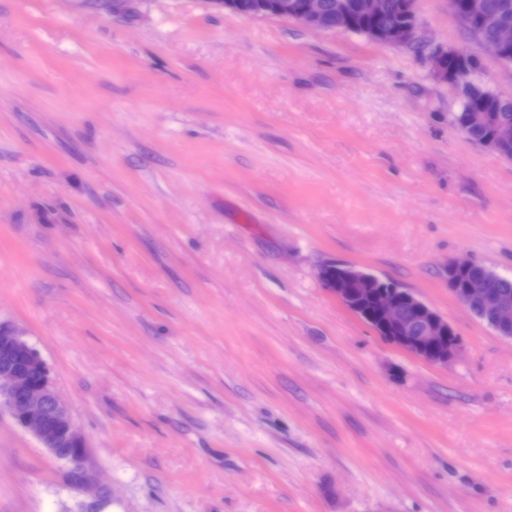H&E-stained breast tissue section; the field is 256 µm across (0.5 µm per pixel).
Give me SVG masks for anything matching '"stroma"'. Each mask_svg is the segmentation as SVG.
Here are the masks:
<instances>
[{"instance_id":"35a3bbf8","label":"stroma","mask_w":512,"mask_h":512,"mask_svg":"<svg viewBox=\"0 0 512 512\" xmlns=\"http://www.w3.org/2000/svg\"><path fill=\"white\" fill-rule=\"evenodd\" d=\"M0 0V323L51 369L100 490L0 418V512H512V340L448 289L512 278V160L423 52L211 0ZM420 33L512 68L448 0ZM409 289L451 366L320 281ZM319 277L346 308L404 352L444 367L459 356L462 344L455 329L406 288L392 282L371 288L379 281L374 274L341 264H336L335 274L324 265ZM371 291L375 292L374 316L364 318L354 305L353 295Z\"/></svg>"}]
</instances>
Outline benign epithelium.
I'll list each match as a JSON object with an SVG mask.
<instances>
[{"label":"benign epithelium","instance_id":"benign-epithelium-1","mask_svg":"<svg viewBox=\"0 0 512 512\" xmlns=\"http://www.w3.org/2000/svg\"><path fill=\"white\" fill-rule=\"evenodd\" d=\"M213 3L245 16L292 18L302 25L323 29V0H250L248 8H239L238 0H212ZM409 22L403 26H382L370 38L389 45L424 46L419 35L417 0H400ZM451 14L464 26L472 13L482 9L479 0H448ZM497 59L512 53V24H496L493 35L481 41ZM432 76L457 87L460 99L468 101L476 84L477 67L469 54L439 47L426 49ZM473 271L462 288L448 283L453 296L472 312L488 319L496 330L499 323L512 319V309L502 301L499 292L502 278L487 272L468 259L448 261V273ZM323 283L350 311L362 318L378 335L404 352L433 365L448 366L461 351V340L447 319L411 291L394 283L373 288L378 278L363 269L338 264L331 273L328 266L319 271ZM375 292L374 316L367 318L354 305L353 295ZM6 413L14 424L30 433L66 469L69 483L85 487L95 475L85 454V435L75 425L69 408L57 396L50 370L39 351L14 326L0 324V413Z\"/></svg>","mask_w":512,"mask_h":512}]
</instances>
